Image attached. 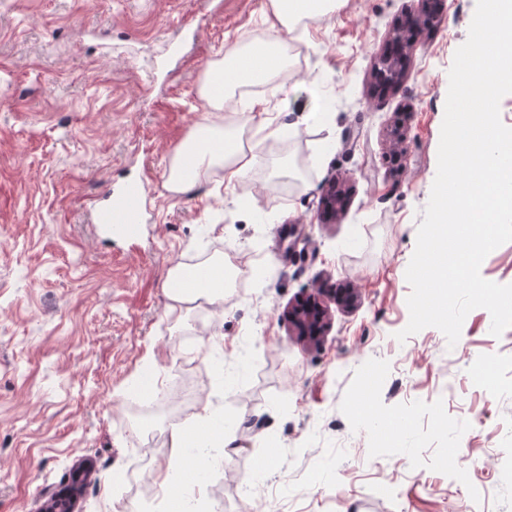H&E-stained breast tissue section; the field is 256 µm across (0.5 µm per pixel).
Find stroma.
I'll return each instance as SVG.
<instances>
[{
    "mask_svg": "<svg viewBox=\"0 0 512 512\" xmlns=\"http://www.w3.org/2000/svg\"><path fill=\"white\" fill-rule=\"evenodd\" d=\"M475 8L444 0L383 91L375 66L422 0H341L298 25L278 84L222 111L250 170L175 194L205 72L270 34L268 0H0V512H39L85 459L79 512H164L171 436L205 406L234 441L195 433L221 459L177 479L199 512H512V327L493 336L477 308L455 346L434 327L396 338ZM139 181L135 236L96 229L80 199ZM334 181L347 203L329 220ZM229 249L223 301L174 307L171 267ZM329 288L356 307H334L320 345L289 336L288 304ZM157 377L194 386L190 410H151ZM141 409L152 449L129 435Z\"/></svg>",
    "mask_w": 512,
    "mask_h": 512,
    "instance_id": "obj_1",
    "label": "stroma"
}]
</instances>
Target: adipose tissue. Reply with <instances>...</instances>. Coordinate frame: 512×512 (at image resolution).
<instances>
[{
  "label": "adipose tissue",
  "mask_w": 512,
  "mask_h": 512,
  "mask_svg": "<svg viewBox=\"0 0 512 512\" xmlns=\"http://www.w3.org/2000/svg\"><path fill=\"white\" fill-rule=\"evenodd\" d=\"M335 6V0H269L278 35L225 50L223 58L210 66L202 87L209 105L216 110L223 109L225 104L235 101L238 89L258 82L274 83L290 62L283 32L299 20L321 18ZM253 162V156L244 148L238 126L207 117L196 125L181 150L172 157L166 185L170 191L184 194L214 169L223 170L225 181L232 184L244 177ZM230 284L231 275L224 262L217 261L191 286L175 289L173 300L179 304L201 297L218 301L223 299L224 290Z\"/></svg>",
  "instance_id": "ef3b65f1"
}]
</instances>
